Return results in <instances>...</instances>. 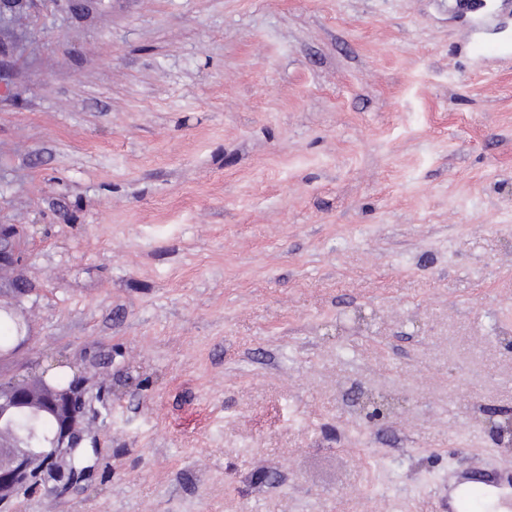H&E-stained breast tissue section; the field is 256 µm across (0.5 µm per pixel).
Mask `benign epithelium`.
I'll use <instances>...</instances> for the list:
<instances>
[{"mask_svg": "<svg viewBox=\"0 0 512 512\" xmlns=\"http://www.w3.org/2000/svg\"><path fill=\"white\" fill-rule=\"evenodd\" d=\"M26 258L20 230L13 224H0V269L21 264ZM28 290L18 281L0 284V307L15 308L27 296ZM29 337H24L10 349L0 351V365L14 363L22 354ZM26 366L8 377L0 375V427L12 429L22 417L33 422L48 420L51 431L39 435L31 431L28 439L37 446L19 447L18 437L0 435V512H11V504L23 490L43 486L46 480L57 482L52 493L65 491L82 481L86 468L68 474L48 469L58 455H75L85 440L84 416L91 400L87 397L86 380L80 376L65 386L50 385L44 375L22 373Z\"/></svg>", "mask_w": 512, "mask_h": 512, "instance_id": "benign-epithelium-1", "label": "benign epithelium"}]
</instances>
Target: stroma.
I'll return each instance as SVG.
<instances>
[{"label":"stroma","instance_id":"obj_1","mask_svg":"<svg viewBox=\"0 0 512 512\" xmlns=\"http://www.w3.org/2000/svg\"><path fill=\"white\" fill-rule=\"evenodd\" d=\"M487 2L28 0L0 29L22 358L112 392L87 480L15 512H445L512 473ZM504 487L497 478L485 474L473 475L455 487L453 504L448 502V512H470L468 510L482 503L499 501L503 499L500 490Z\"/></svg>","mask_w":512,"mask_h":512}]
</instances>
